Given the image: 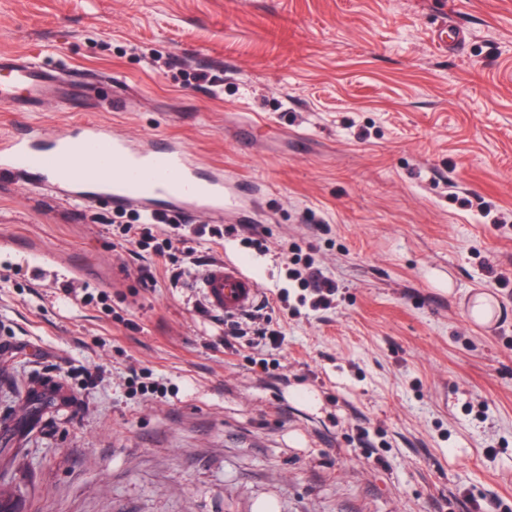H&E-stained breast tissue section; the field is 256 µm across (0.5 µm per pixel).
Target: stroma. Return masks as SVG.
I'll list each match as a JSON object with an SVG mask.
<instances>
[{"label": "stroma", "mask_w": 512, "mask_h": 512, "mask_svg": "<svg viewBox=\"0 0 512 512\" xmlns=\"http://www.w3.org/2000/svg\"><path fill=\"white\" fill-rule=\"evenodd\" d=\"M444 20L462 49L433 44ZM1 53L71 78L0 106V139L95 121L186 144L259 200L144 288L92 220L110 199L0 175L9 512L512 507V0H0ZM288 251L335 280L331 308L300 307ZM219 257L268 301L229 348L193 286Z\"/></svg>", "instance_id": "35a3bbf8"}]
</instances>
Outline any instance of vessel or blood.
Returning a JSON list of instances; mask_svg holds the SVG:
<instances>
[{"label":"vessel or blood","mask_w":512,"mask_h":512,"mask_svg":"<svg viewBox=\"0 0 512 512\" xmlns=\"http://www.w3.org/2000/svg\"><path fill=\"white\" fill-rule=\"evenodd\" d=\"M64 69L36 58L0 55V104L17 106L50 96ZM31 172L46 186L85 201L110 196L118 207L156 212L168 207L190 215L239 218L247 211L223 172H203L198 155L181 143L135 141L95 122H80L49 141L30 131L0 141V173ZM199 286L211 311L234 316L248 311L260 283L236 260L218 258L204 269Z\"/></svg>","instance_id":"obj_1"}]
</instances>
